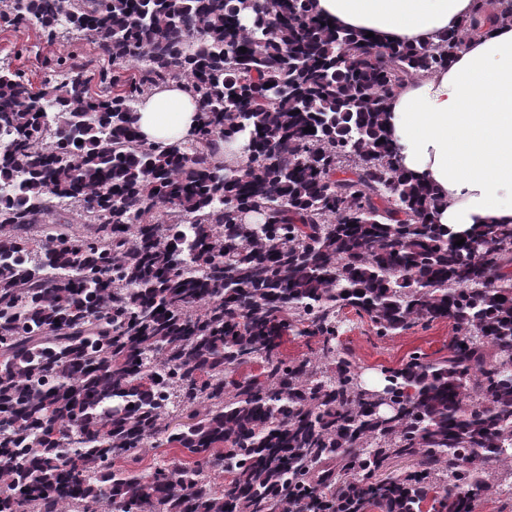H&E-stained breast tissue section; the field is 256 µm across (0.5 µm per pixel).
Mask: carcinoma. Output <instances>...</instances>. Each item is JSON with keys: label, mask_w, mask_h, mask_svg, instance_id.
Wrapping results in <instances>:
<instances>
[{"label": "carcinoma", "mask_w": 512, "mask_h": 512, "mask_svg": "<svg viewBox=\"0 0 512 512\" xmlns=\"http://www.w3.org/2000/svg\"><path fill=\"white\" fill-rule=\"evenodd\" d=\"M497 5L391 46L313 0H0V30L107 59L45 58L37 92L0 65V512H473L506 479L512 501V226L434 223L385 129ZM171 81L198 124L150 146L134 112ZM348 308L379 338L448 319V354L369 383ZM290 334L316 352L284 358Z\"/></svg>", "instance_id": "cac0c4a2"}]
</instances>
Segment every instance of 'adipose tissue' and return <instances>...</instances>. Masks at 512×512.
Here are the masks:
<instances>
[{
	"label": "adipose tissue",
	"mask_w": 512,
	"mask_h": 512,
	"mask_svg": "<svg viewBox=\"0 0 512 512\" xmlns=\"http://www.w3.org/2000/svg\"><path fill=\"white\" fill-rule=\"evenodd\" d=\"M336 26L403 45L438 42L473 13V0H316ZM198 104L182 83L153 89L137 106L143 139L188 140ZM387 127L399 166L430 184L437 223L512 225V22L491 19L471 33L446 68L406 82Z\"/></svg>",
	"instance_id": "ef3b65f1"
}]
</instances>
